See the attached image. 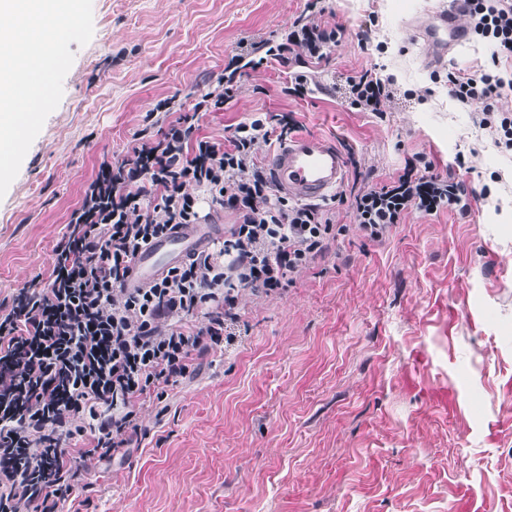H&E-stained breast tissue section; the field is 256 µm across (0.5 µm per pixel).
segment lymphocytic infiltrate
I'll use <instances>...</instances> for the list:
<instances>
[{
	"instance_id": "obj_1",
	"label": "lymphocytic infiltrate",
	"mask_w": 512,
	"mask_h": 512,
	"mask_svg": "<svg viewBox=\"0 0 512 512\" xmlns=\"http://www.w3.org/2000/svg\"><path fill=\"white\" fill-rule=\"evenodd\" d=\"M306 16L285 38L252 44L262 62L287 65L298 49L324 59L336 30ZM471 33L512 53V0H464ZM451 95L476 122L512 144V113L495 105L512 79L487 71L449 76ZM241 86L226 66L188 112H175L156 140L136 133L127 159L102 161L53 249L49 276L0 307V512H80L92 462L115 457L139 429V410L197 369L199 358L237 341L239 291L282 290L322 255L333 232L328 212L279 195L256 149L297 131L290 113L258 112L216 142L198 135L195 115L222 109ZM388 84L371 71L348 80L351 105L379 111ZM460 184L405 167L391 184L351 197L362 230L379 239L405 212L460 206ZM231 210L222 241L127 287L133 257L177 224Z\"/></svg>"
}]
</instances>
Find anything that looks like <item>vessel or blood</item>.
Listing matches in <instances>:
<instances>
[{"label": "vessel or blood", "mask_w": 512, "mask_h": 512, "mask_svg": "<svg viewBox=\"0 0 512 512\" xmlns=\"http://www.w3.org/2000/svg\"><path fill=\"white\" fill-rule=\"evenodd\" d=\"M457 9L437 12L422 39L431 48L432 63L446 60L449 50L461 45L465 29ZM276 186L301 201H324L334 195L346 176L343 153L331 142L304 135L288 142L269 158ZM220 224H182L167 237L153 241L131 265L130 287H139L160 276L175 262L223 236Z\"/></svg>", "instance_id": "obj_1"}]
</instances>
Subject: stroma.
Listing matches in <instances>:
<instances>
[{
    "label": "stroma",
    "mask_w": 512,
    "mask_h": 512,
    "mask_svg": "<svg viewBox=\"0 0 512 512\" xmlns=\"http://www.w3.org/2000/svg\"><path fill=\"white\" fill-rule=\"evenodd\" d=\"M449 0H324L327 59L244 68L200 135L257 112L353 150L361 184L405 166L464 184L468 208L405 214L378 242L348 203L336 238L286 290L238 294L242 339L148 403L129 456L95 464L81 512H512V148L475 126L449 74H512L477 37L432 65L419 31ZM305 0H93L63 97L0 198V305L46 280L52 250L103 159L124 158L161 99L191 108L243 43L276 38ZM390 80L382 111L346 79ZM314 82L286 94L290 76ZM455 398L435 407L429 390Z\"/></svg>",
    "instance_id": "1"
}]
</instances>
